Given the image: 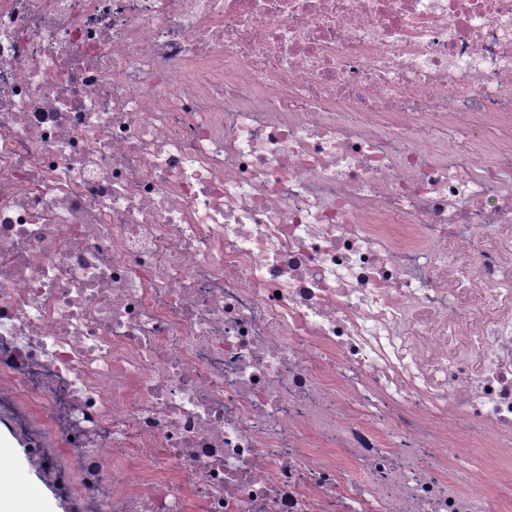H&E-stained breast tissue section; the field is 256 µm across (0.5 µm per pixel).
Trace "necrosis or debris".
<instances>
[{
	"label": "necrosis or debris",
	"instance_id": "necrosis-or-debris-1",
	"mask_svg": "<svg viewBox=\"0 0 512 512\" xmlns=\"http://www.w3.org/2000/svg\"><path fill=\"white\" fill-rule=\"evenodd\" d=\"M1 408L79 512H512V0H0ZM455 469L462 476L463 480L470 486H477L488 479L475 461L474 457L464 452L455 462Z\"/></svg>",
	"mask_w": 512,
	"mask_h": 512
}]
</instances>
